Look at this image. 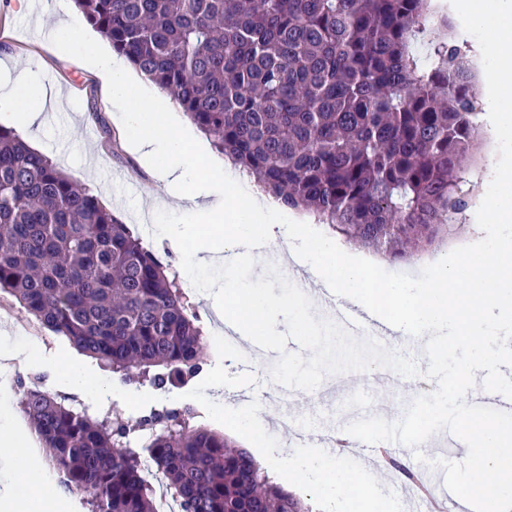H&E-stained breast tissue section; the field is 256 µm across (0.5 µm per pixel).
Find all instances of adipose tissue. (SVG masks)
<instances>
[{
    "label": "adipose tissue",
    "mask_w": 512,
    "mask_h": 512,
    "mask_svg": "<svg viewBox=\"0 0 512 512\" xmlns=\"http://www.w3.org/2000/svg\"><path fill=\"white\" fill-rule=\"evenodd\" d=\"M433 7L458 27L479 23L504 47L484 79L485 130L494 141L512 137V114L504 110L512 101V0H434ZM70 50L107 79L112 106L121 114L133 150L166 186L180 188L184 211L193 223L210 225L191 255L192 264L217 269L226 257L261 252L269 240L282 237L293 242L288 257L306 256L313 276L380 325L416 336L427 328L444 331L452 346L460 340L497 346L512 331L511 236L499 237L493 248L476 257L467 250L458 252L453 263L435 266L428 281L387 285L388 308L380 310L371 297V262L355 259L342 244L281 224L274 199L248 189L245 176L234 173L227 159L167 113L164 98L137 94L122 61L87 39L72 43ZM30 94L22 84L15 98L0 101L1 127L31 136L39 114L31 107ZM207 292L214 302H225L224 324L243 340L297 322L291 307L253 292L230 291L223 276L212 277ZM24 441L9 410L1 409L0 507L5 512H61L64 496L44 495L26 474ZM287 463L310 483L323 484L328 512H340L346 501L342 491L350 484L343 471L323 474L320 456L303 447L292 449Z\"/></svg>",
    "instance_id": "adipose-tissue-1"
}]
</instances>
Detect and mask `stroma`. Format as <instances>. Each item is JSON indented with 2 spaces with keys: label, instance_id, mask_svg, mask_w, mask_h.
I'll use <instances>...</instances> for the list:
<instances>
[{
  "label": "stroma",
  "instance_id": "obj_1",
  "mask_svg": "<svg viewBox=\"0 0 512 512\" xmlns=\"http://www.w3.org/2000/svg\"><path fill=\"white\" fill-rule=\"evenodd\" d=\"M65 35V30L39 23L35 17L16 14L13 0H0V98L13 94L19 80H26L40 105L36 141L45 155L72 181L96 195L121 223L140 236L146 248L157 253L173 269H180L188 258L183 251L171 246L159 227L186 223L181 203L173 201L171 209L153 215L145 210V203L164 197L165 192L154 176L127 151L118 115L107 101L103 79L87 68L80 57L61 49L60 42ZM131 183L138 184L137 194L127 193L126 187ZM469 229V224L460 223L454 237L434 252L397 261L380 259L375 268L376 278L385 281L427 279L438 259L463 247ZM194 301L207 338L206 362L197 377L165 390L146 383L133 387L120 381L100 368L96 360L79 356L64 337L48 330L40 328L30 334L21 328L0 324V353L28 340L37 341L41 348L40 361L16 368L9 384L0 385V407L9 406L13 415H20L18 382L39 375L46 390L76 396L133 428L150 408L188 406L196 412L199 423L236 440L240 437L236 424L225 418L213 399L212 385L221 379L226 384L225 401L239 402L245 392L266 394L263 413L266 424L261 428L258 441L284 449L289 445L290 434L277 426L280 416L288 414L310 419L316 429L327 433L366 416L397 421L417 395L410 384L384 386L373 375L366 373L358 379L354 374L345 373L335 376L334 390L301 391L295 400L281 402L270 397L272 385L267 380L269 369L279 358L278 352L238 351L233 361H225L223 355L228 345L222 340L215 314L204 297L195 296ZM74 357L80 358L86 373L97 381L99 393L79 392L69 383L63 365ZM317 453L328 465H344L352 489L378 479L382 498L406 503L405 512H416L415 506L409 505V493L396 472L387 471L382 465L353 460L326 445L319 447Z\"/></svg>",
  "mask_w": 512,
  "mask_h": 512
}]
</instances>
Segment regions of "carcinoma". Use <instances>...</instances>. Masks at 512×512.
<instances>
[{"mask_svg":"<svg viewBox=\"0 0 512 512\" xmlns=\"http://www.w3.org/2000/svg\"><path fill=\"white\" fill-rule=\"evenodd\" d=\"M171 95L214 148L291 209L388 258L456 232L480 147L474 78L431 37L429 0H72ZM425 43L433 64L421 65ZM0 298L122 381L175 387L205 335L176 273L97 197L0 128ZM21 410L90 512H159L144 458L178 512H306L191 408L122 420L19 382Z\"/></svg>","mask_w":512,"mask_h":512,"instance_id":"cac0c4a2","label":"carcinoma"}]
</instances>
